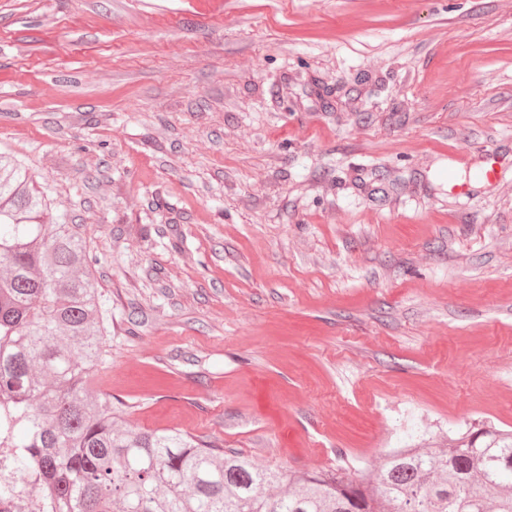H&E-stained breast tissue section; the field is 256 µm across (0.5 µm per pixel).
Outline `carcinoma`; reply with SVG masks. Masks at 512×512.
Masks as SVG:
<instances>
[{
    "label": "carcinoma",
    "mask_w": 512,
    "mask_h": 512,
    "mask_svg": "<svg viewBox=\"0 0 512 512\" xmlns=\"http://www.w3.org/2000/svg\"><path fill=\"white\" fill-rule=\"evenodd\" d=\"M0 153V512H512V432L390 450L373 474H286L87 389L108 310L79 224Z\"/></svg>",
    "instance_id": "obj_1"
}]
</instances>
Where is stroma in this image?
<instances>
[{
  "label": "stroma",
  "instance_id": "1",
  "mask_svg": "<svg viewBox=\"0 0 512 512\" xmlns=\"http://www.w3.org/2000/svg\"><path fill=\"white\" fill-rule=\"evenodd\" d=\"M0 150L101 260L132 427L364 474L512 431V0H0Z\"/></svg>",
  "mask_w": 512,
  "mask_h": 512
}]
</instances>
